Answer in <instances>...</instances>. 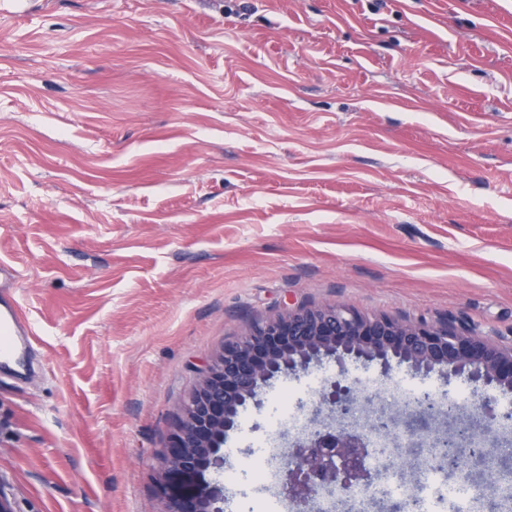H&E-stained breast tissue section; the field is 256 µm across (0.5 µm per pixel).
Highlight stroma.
I'll list each match as a JSON object with an SVG mask.
<instances>
[{
  "instance_id": "1",
  "label": "stroma",
  "mask_w": 512,
  "mask_h": 512,
  "mask_svg": "<svg viewBox=\"0 0 512 512\" xmlns=\"http://www.w3.org/2000/svg\"><path fill=\"white\" fill-rule=\"evenodd\" d=\"M0 259L38 340L0 368L11 512H160L161 455L226 340L299 307L512 346V0H31L0 13ZM335 363L279 377L224 453L274 478ZM360 407L512 391L349 364Z\"/></svg>"
}]
</instances>
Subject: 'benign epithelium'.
<instances>
[{
	"mask_svg": "<svg viewBox=\"0 0 512 512\" xmlns=\"http://www.w3.org/2000/svg\"><path fill=\"white\" fill-rule=\"evenodd\" d=\"M325 357L391 361L417 371L466 373L485 386L512 390V347L504 349L424 319L402 322L365 316L341 306L298 308L252 325L224 346L202 372L181 407L158 479L161 512H224V441L237 427L240 409L270 380L306 373ZM355 388L332 382L320 393L313 414L328 411L336 426L308 427L292 438L278 472L290 503L310 508L326 500L332 512H367L378 499L380 472L366 465L378 440L392 456L402 448H424L423 464L459 475L471 462L482 466L485 488L495 493L512 479L485 439L467 428L438 432L429 422L455 417L459 407L424 392L394 409L364 412Z\"/></svg>",
	"mask_w": 512,
	"mask_h": 512,
	"instance_id": "7a95c632",
	"label": "benign epithelium"
}]
</instances>
